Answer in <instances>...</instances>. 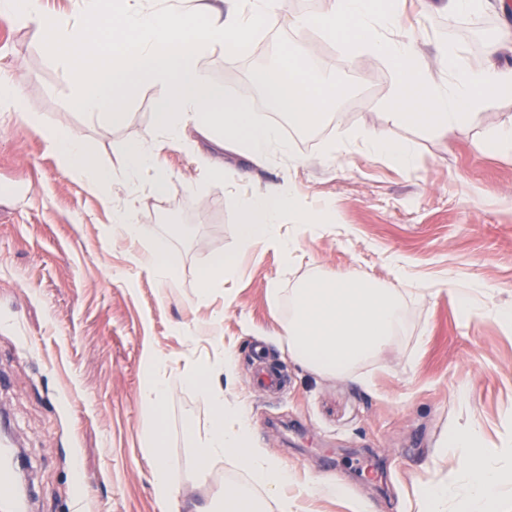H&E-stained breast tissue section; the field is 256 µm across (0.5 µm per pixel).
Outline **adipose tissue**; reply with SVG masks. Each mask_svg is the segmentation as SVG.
Wrapping results in <instances>:
<instances>
[{"label":"adipose tissue","mask_w":512,"mask_h":512,"mask_svg":"<svg viewBox=\"0 0 512 512\" xmlns=\"http://www.w3.org/2000/svg\"><path fill=\"white\" fill-rule=\"evenodd\" d=\"M403 0H327L318 16L294 17L298 29L319 28L340 43L347 54L361 52L388 61L395 74V97L410 110L425 112L431 124L453 135L467 109L479 96L512 94V69L495 64L470 68L460 62L453 43L439 48L444 83L425 71L412 42L388 36ZM84 24L68 25L44 12L41 0H0V18L34 26L55 47L68 50L76 61L71 109L92 115L106 106L123 102L131 88L149 85L159 93L157 125L170 143L182 139L187 127L247 153L253 159L271 153L288 155L291 148L279 128L258 119L250 105L228 96L211 82L199 66L213 47L236 49L254 33L258 22H277L278 0H194L192 9L176 4L164 7H127L123 0H78ZM261 83L276 106L297 124H305L335 103L342 90L331 73L313 75L305 56L283 48L277 65L265 71ZM27 113L47 147L68 172L85 177L90 185L107 191L110 171L91 160L87 144L74 132L42 125L13 76H0V112ZM126 174L137 181L151 174L155 193H163L165 177L157 169L152 149L140 143L123 147ZM242 216V247L263 240L283 256L295 250L293 240L278 236L284 217L296 216L300 206L295 193L281 186L238 197ZM291 315L282 327L292 357L319 374L342 375L359 361L375 356L388 346L400 326V306L395 291L378 288L366 278H315L291 289ZM232 360L191 367L183 374L187 385L198 388L212 409L206 430L187 427L186 436L200 467L234 457L252 482L266 494L267 512H293L282 490L288 469L260 449L251 447V423L247 410L226 401L224 388L214 376L231 374ZM152 424L149 441L153 488L157 499L176 506L177 493L170 480L171 465L162 449L165 411L171 400L169 387L149 380L141 393ZM448 444L467 449L448 481L422 489L418 512H447L449 500L462 498L468 512H482L494 501L501 512H512V482L483 461L482 438L471 423L453 428Z\"/></svg>","instance_id":"adipose-tissue-1"}]
</instances>
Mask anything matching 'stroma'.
<instances>
[{
	"label": "stroma",
	"mask_w": 512,
	"mask_h": 512,
	"mask_svg": "<svg viewBox=\"0 0 512 512\" xmlns=\"http://www.w3.org/2000/svg\"><path fill=\"white\" fill-rule=\"evenodd\" d=\"M325 0H280L279 19L260 25L237 53L216 47L200 67L225 93L253 110H272L256 86L260 70L284 42H299L314 64H329L344 95L324 116L315 139L291 138L292 156L255 161L220 140L187 130L182 144L159 131L157 91L132 88L114 119L76 112L67 57L34 28L0 19V73L20 78L44 125L78 132L98 166L112 173V203L58 164L37 130L15 112L0 114V412L26 453L30 512H165L149 461V426L141 402L145 366L173 399L165 413L164 450L179 491V512H220L225 477L241 475L232 458L210 463L199 481L186 425L206 429L211 411L183 384L187 366L231 355L229 403L249 413L252 447L285 463L284 492L295 512H412L417 492L446 481L456 455L439 447L456 423L477 424L490 465L512 470L501 455L512 445V328L499 309L512 306V154L488 148L512 121V96H490L445 138L417 117L386 123L394 76L380 58L346 55L317 29L290 21L315 16ZM396 32L419 49L436 81L445 41L465 65L512 68V0H488L481 11L453 16L406 0ZM385 130L409 145L402 167L372 153L356 134ZM142 143L168 176L164 195L150 178L124 177L123 145ZM223 167L215 177L214 167ZM292 188L314 230L287 219L296 239L284 258L259 243L239 246L237 196L267 185ZM135 204L142 232H112V209ZM174 258L167 281L144 264L155 238ZM239 263L207 299L200 275L218 256ZM400 255L408 278L397 281L387 259ZM351 273L402 296V326L378 355L344 375H319L295 362L280 330L288 294L321 275ZM482 286L479 315L464 317L437 287L447 276ZM280 370L282 390L256 385L255 350ZM314 478L337 482L335 496L308 498Z\"/></svg>",
	"instance_id": "obj_1"
}]
</instances>
